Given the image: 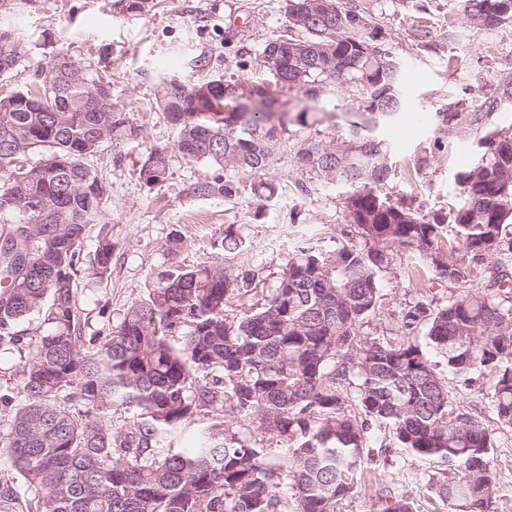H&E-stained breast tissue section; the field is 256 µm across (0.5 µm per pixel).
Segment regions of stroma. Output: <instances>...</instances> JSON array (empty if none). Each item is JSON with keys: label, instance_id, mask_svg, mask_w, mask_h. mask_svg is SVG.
I'll use <instances>...</instances> for the list:
<instances>
[{"label": "stroma", "instance_id": "35a3bbf8", "mask_svg": "<svg viewBox=\"0 0 512 512\" xmlns=\"http://www.w3.org/2000/svg\"><path fill=\"white\" fill-rule=\"evenodd\" d=\"M116 2L0 0V29L14 30L19 53L16 66L0 75V96L33 88L41 69L62 52L88 81L109 85L114 101L142 129V146L116 147L107 141L86 159L109 188L103 223L111 226L116 244L109 275L100 278L87 271L78 281L76 303L86 336L115 325L143 296L172 235H181L186 243L181 263L207 265L215 259L212 243L225 225H240L245 248L230 263L263 267L262 281L246 299L257 305L302 237H339L349 229L341 210L342 187L302 193L308 177L298 170L288 142L266 171L279 193L261 220L252 217L250 192L231 200L196 197L194 183L213 177L217 169L182 157L176 133L156 102L161 72L186 85L219 76L254 79L263 44L284 28L282 0H157L155 8L140 16L123 13ZM356 2L375 17L383 49L403 68V109L380 131L395 171L392 192L411 197L426 210L446 207L457 198L458 168L475 157L478 147L476 138L461 137L434 149V115L461 98L481 104L479 89L492 86L500 70L512 68V25L492 30L470 25L460 0ZM417 25L428 28V38L415 39ZM200 59L205 62L201 68L196 65ZM152 147L166 149L168 160L167 178L156 186L137 175ZM414 262L412 254H399L397 272L384 284L375 325L391 324L412 297L450 295L444 280L431 279L425 288L419 277H407ZM443 468L440 461H420L396 451L372 456L342 512H382L390 496L410 498L415 512H448L426 485L429 474ZM494 471L500 487L495 512H512L510 430L496 433Z\"/></svg>", "mask_w": 512, "mask_h": 512}]
</instances>
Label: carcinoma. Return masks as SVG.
I'll list each match as a JSON object with an SVG mask.
<instances>
[{"label":"carcinoma","instance_id":"carcinoma-1","mask_svg":"<svg viewBox=\"0 0 512 512\" xmlns=\"http://www.w3.org/2000/svg\"><path fill=\"white\" fill-rule=\"evenodd\" d=\"M283 2L285 29L264 44L261 76L241 85L344 97V133L307 107L286 118L226 112L232 82L220 77L157 83L178 152L221 170L196 182L195 195L235 197L243 183L222 172L244 174L260 219L277 194L264 172L293 123L308 130L296 143L309 176L301 190L345 188L355 241L313 235L294 247L257 307L232 310L262 269L184 265L175 234L120 322L81 335L87 226L100 225L94 275L109 272L115 249L101 224L108 188L85 158L105 141L139 142L141 128L62 52L34 89L0 97V249L11 244L27 268L0 276V358L17 357L19 395L0 396L14 404L0 430L12 469L0 473V512H340L372 448L448 464L427 481L448 512H495L494 429L460 411L434 357L466 387L486 378L497 427L512 429V127L491 121L512 103V70L483 95L484 109L461 99L436 113L434 146L474 134L479 151L455 175L458 199L426 212L387 191L394 170L379 131L403 93L394 59L375 52L374 18L348 0ZM462 3L476 27L512 24V0ZM17 62L0 32V74ZM38 149L49 154L27 164ZM167 168L154 147L138 178L157 185ZM213 248L239 253L236 226ZM408 249L457 292L408 302L394 328L371 337L384 279ZM489 259L487 280L473 287ZM31 315L40 319L32 331L23 326Z\"/></svg>","mask_w":512,"mask_h":512}]
</instances>
